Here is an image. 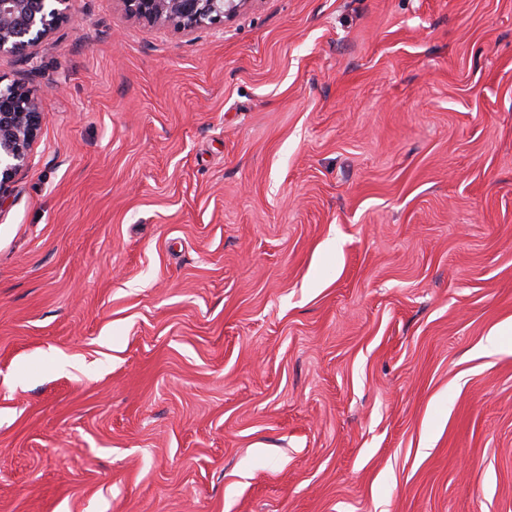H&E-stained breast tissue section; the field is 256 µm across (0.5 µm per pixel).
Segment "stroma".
<instances>
[{"instance_id":"35a3bbf8","label":"stroma","mask_w":512,"mask_h":512,"mask_svg":"<svg viewBox=\"0 0 512 512\" xmlns=\"http://www.w3.org/2000/svg\"><path fill=\"white\" fill-rule=\"evenodd\" d=\"M0 203V512H512V0H119ZM135 21L171 26L189 34L236 14L249 0H119Z\"/></svg>"}]
</instances>
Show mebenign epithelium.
Returning a JSON list of instances; mask_svg holds the SVG:
<instances>
[{"instance_id":"1","label":"benign epithelium","mask_w":512,"mask_h":512,"mask_svg":"<svg viewBox=\"0 0 512 512\" xmlns=\"http://www.w3.org/2000/svg\"><path fill=\"white\" fill-rule=\"evenodd\" d=\"M70 0H0V55L28 58L63 25L78 26ZM135 21L189 34L236 14L247 0H120ZM40 90L25 82L0 87V200L28 166L43 122Z\"/></svg>"}]
</instances>
